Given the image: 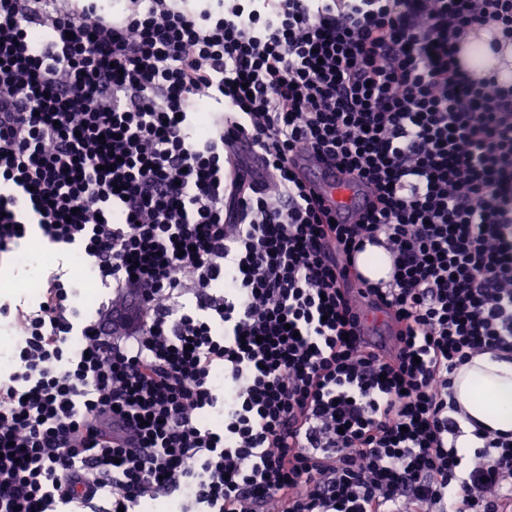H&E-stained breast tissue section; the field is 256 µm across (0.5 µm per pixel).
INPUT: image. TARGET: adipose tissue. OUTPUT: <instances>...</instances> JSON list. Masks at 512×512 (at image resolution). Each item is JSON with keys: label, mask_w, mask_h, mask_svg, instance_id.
I'll use <instances>...</instances> for the list:
<instances>
[{"label": "adipose tissue", "mask_w": 512, "mask_h": 512, "mask_svg": "<svg viewBox=\"0 0 512 512\" xmlns=\"http://www.w3.org/2000/svg\"><path fill=\"white\" fill-rule=\"evenodd\" d=\"M453 392L465 413L459 421V453L470 456L481 447L474 434L475 424L512 433V359L497 360L488 353L474 357L455 374Z\"/></svg>", "instance_id": "ef3b65f1"}]
</instances>
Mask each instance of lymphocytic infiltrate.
Segmentation results:
<instances>
[{
	"mask_svg": "<svg viewBox=\"0 0 512 512\" xmlns=\"http://www.w3.org/2000/svg\"><path fill=\"white\" fill-rule=\"evenodd\" d=\"M485 25L512 41V0H0V253L38 227L123 295L84 322L55 274L16 311L0 512H505L512 438L464 480L448 444L452 374L512 354V82L459 58ZM303 153L368 208L331 222ZM369 245L390 279L355 292Z\"/></svg>",
	"mask_w": 512,
	"mask_h": 512,
	"instance_id": "obj_1",
	"label": "lymphocytic infiltrate"
}]
</instances>
